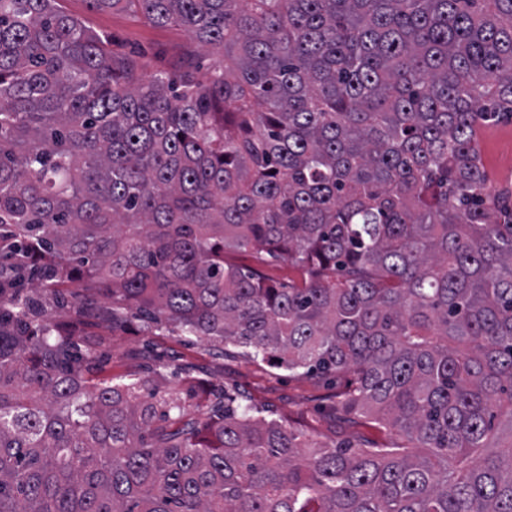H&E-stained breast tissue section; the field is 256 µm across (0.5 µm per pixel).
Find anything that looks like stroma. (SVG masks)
<instances>
[{
	"mask_svg": "<svg viewBox=\"0 0 512 512\" xmlns=\"http://www.w3.org/2000/svg\"><path fill=\"white\" fill-rule=\"evenodd\" d=\"M67 13L109 36L115 52L134 56L147 72L166 71L180 76L193 70L204 76L212 63L209 52L187 57L190 40L177 26H155L126 9L90 10L87 0H59ZM481 160L488 173L490 189L512 194V122L484 128L479 134ZM105 375L119 376L143 370L153 355H162L170 368L178 370L174 388L186 386L188 377L235 390L275 417L293 420L308 434L328 443H360L366 446L387 442L388 431L374 422H350L334 416L324 400L327 386L316 378H301L288 371L245 361L234 354L214 352L197 339L182 336H143L138 321L112 343Z\"/></svg>",
	"mask_w": 512,
	"mask_h": 512,
	"instance_id": "stroma-1",
	"label": "stroma"
}]
</instances>
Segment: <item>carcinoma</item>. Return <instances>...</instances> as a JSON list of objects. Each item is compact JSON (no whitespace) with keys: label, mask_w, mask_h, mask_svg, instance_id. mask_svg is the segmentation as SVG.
<instances>
[{"label":"carcinoma","mask_w":512,"mask_h":512,"mask_svg":"<svg viewBox=\"0 0 512 512\" xmlns=\"http://www.w3.org/2000/svg\"><path fill=\"white\" fill-rule=\"evenodd\" d=\"M87 2L216 61L147 78L58 0H0V512H512V197L476 137L512 118V0ZM132 317L394 438L100 377L86 337Z\"/></svg>","instance_id":"1"}]
</instances>
